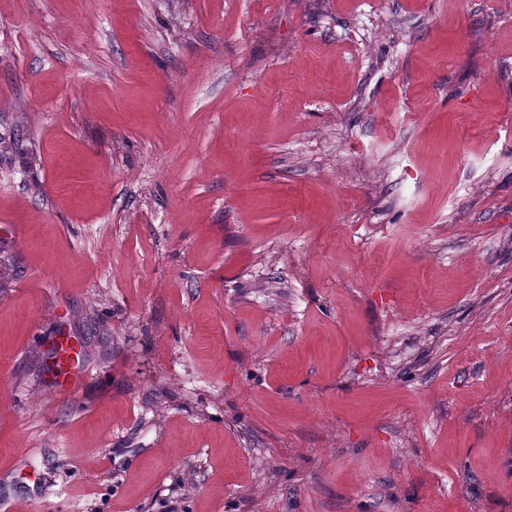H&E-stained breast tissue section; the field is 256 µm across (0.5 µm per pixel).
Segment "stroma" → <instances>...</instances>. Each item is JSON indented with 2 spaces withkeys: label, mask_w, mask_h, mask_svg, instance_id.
<instances>
[{
  "label": "stroma",
  "mask_w": 512,
  "mask_h": 512,
  "mask_svg": "<svg viewBox=\"0 0 512 512\" xmlns=\"http://www.w3.org/2000/svg\"><path fill=\"white\" fill-rule=\"evenodd\" d=\"M16 130L7 512H512V0H0Z\"/></svg>",
  "instance_id": "1"
}]
</instances>
